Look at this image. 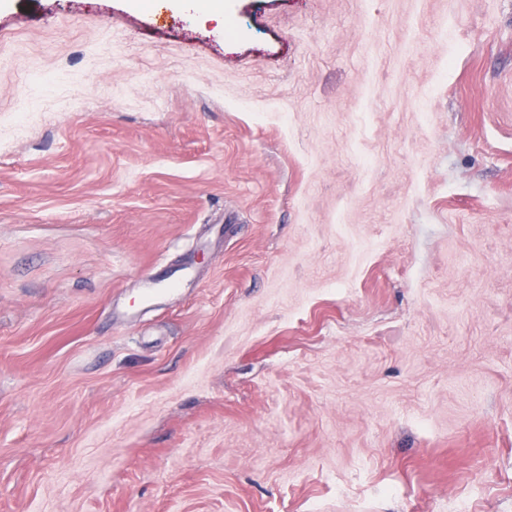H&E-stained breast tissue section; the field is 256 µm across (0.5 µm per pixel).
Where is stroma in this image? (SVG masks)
Returning <instances> with one entry per match:
<instances>
[{
  "label": "stroma",
  "mask_w": 512,
  "mask_h": 512,
  "mask_svg": "<svg viewBox=\"0 0 512 512\" xmlns=\"http://www.w3.org/2000/svg\"><path fill=\"white\" fill-rule=\"evenodd\" d=\"M224 3L0 0V512H512V0ZM194 1V2H189ZM166 6L172 10L194 11L199 13V18L204 21H213L217 25H224V1L223 0H168Z\"/></svg>",
  "instance_id": "1"
}]
</instances>
